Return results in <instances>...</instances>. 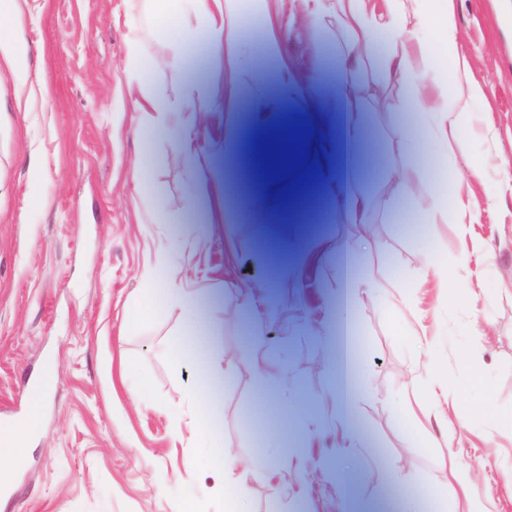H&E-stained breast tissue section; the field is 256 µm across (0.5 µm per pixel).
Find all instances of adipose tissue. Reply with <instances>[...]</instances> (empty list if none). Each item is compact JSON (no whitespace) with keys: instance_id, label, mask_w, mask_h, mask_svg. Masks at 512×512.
<instances>
[{"instance_id":"1","label":"adipose tissue","mask_w":512,"mask_h":512,"mask_svg":"<svg viewBox=\"0 0 512 512\" xmlns=\"http://www.w3.org/2000/svg\"><path fill=\"white\" fill-rule=\"evenodd\" d=\"M150 15L159 20L172 11L189 4L201 23V36L210 45L224 47L235 54L241 41L243 22L238 11L239 0H147ZM453 0H424L416 11H409L407 0H307L310 32H317L328 16H335L349 39L350 51L344 66L353 71L362 67L367 57L374 54L379 40L389 44L387 54L380 58V69L389 75L400 76L404 95L401 107H414L421 115L423 134L435 141H447L460 131V110L457 103H439L440 87L454 84L456 76L445 58L447 50L458 47V29L452 8ZM429 32L431 41L413 40L408 28ZM478 166L458 172L453 190L458 201L456 210H449L445 198L422 194L417 189L420 173L417 169L393 168L387 179L400 196L415 209L420 223L444 224L454 221L459 225L472 222L473 215L465 199L469 193V179L477 175ZM325 198L348 208L354 216L362 217L370 209L366 191L347 192L341 163L327 161L315 182Z\"/></svg>"}]
</instances>
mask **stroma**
Instances as JSON below:
<instances>
[{
    "label": "stroma",
    "instance_id": "1",
    "mask_svg": "<svg viewBox=\"0 0 512 512\" xmlns=\"http://www.w3.org/2000/svg\"><path fill=\"white\" fill-rule=\"evenodd\" d=\"M0 41V413L24 419L50 382L41 425L0 512H512V195L484 184L512 161V0H455L460 67L480 86L466 129L409 151L418 115L375 64L347 71L344 33L311 49L302 0H256L283 52L249 42L246 75L224 52L206 75L144 67V89L205 108L193 162L144 124L127 87L128 26L139 53L185 56L178 30L142 0H10ZM295 75L324 104L349 83L375 92L347 148L349 190L371 186L353 223L326 202L313 224L264 219L231 179L227 147L255 86ZM233 99L226 109L225 99ZM479 218L422 224L385 188L414 166L421 190L453 200L456 171ZM366 286L346 304L345 255ZM467 282L445 286L440 269ZM173 272L157 293L148 270ZM195 296L194 319L179 299ZM151 317L133 324L144 302ZM440 376L430 371L431 361ZM443 380L432 401L426 388ZM215 440L202 447V431ZM250 463L243 484L228 470Z\"/></svg>",
    "mask_w": 512,
    "mask_h": 512
}]
</instances>
